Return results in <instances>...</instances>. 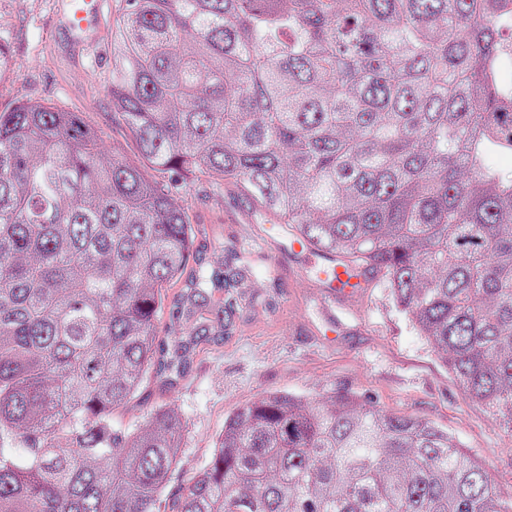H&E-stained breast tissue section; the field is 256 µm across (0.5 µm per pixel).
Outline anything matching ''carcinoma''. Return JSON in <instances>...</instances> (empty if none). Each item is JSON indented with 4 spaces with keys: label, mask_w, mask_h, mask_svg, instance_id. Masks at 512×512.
Here are the masks:
<instances>
[{
    "label": "carcinoma",
    "mask_w": 512,
    "mask_h": 512,
    "mask_svg": "<svg viewBox=\"0 0 512 512\" xmlns=\"http://www.w3.org/2000/svg\"><path fill=\"white\" fill-rule=\"evenodd\" d=\"M108 91L138 159L82 113L0 112V512H160L183 423L112 426L224 330L246 267L187 269L171 196L229 184L381 273L464 396L512 435V46L500 0H116ZM186 278L157 322L164 284ZM172 512H512L448 431L357 393L271 392L224 420Z\"/></svg>",
    "instance_id": "carcinoma-1"
}]
</instances>
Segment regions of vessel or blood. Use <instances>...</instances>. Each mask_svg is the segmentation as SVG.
<instances>
[{"mask_svg":"<svg viewBox=\"0 0 512 512\" xmlns=\"http://www.w3.org/2000/svg\"><path fill=\"white\" fill-rule=\"evenodd\" d=\"M105 0H59L56 15L69 41V55L80 60L98 45L105 26ZM268 254L288 252L306 260L316 269L318 286L325 302L345 301L357 296L370 283L371 273L346 264L342 258L328 251H315L301 237L268 234L261 242Z\"/></svg>","mask_w":512,"mask_h":512,"instance_id":"1","label":"vessel or blood"}]
</instances>
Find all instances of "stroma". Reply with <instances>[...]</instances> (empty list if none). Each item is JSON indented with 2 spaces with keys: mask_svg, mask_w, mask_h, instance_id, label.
Segmentation results:
<instances>
[{
  "mask_svg": "<svg viewBox=\"0 0 512 512\" xmlns=\"http://www.w3.org/2000/svg\"><path fill=\"white\" fill-rule=\"evenodd\" d=\"M53 15L54 0H0V47L12 60L0 77V112L38 101L83 113L103 149L135 158L130 131L112 113L108 45L86 63L69 64L62 48L47 41ZM172 195L201 226L196 245L211 265L232 261L238 249L235 238L224 234L225 215L239 217V231H268L231 186L189 181L177 184ZM248 257L250 287L229 333L196 352L176 389L148 381L112 414L114 427L129 430L161 408L181 416L180 462L167 499L202 468L226 416L275 390L305 396L352 390L370 396L383 414L432 421L480 460L502 497H512V435L484 404L463 395L441 359L395 309L382 278L353 302L337 306L345 331L328 343L329 321L312 271L284 254L269 258L252 251Z\"/></svg>",
  "mask_w": 512,
  "mask_h": 512,
  "instance_id": "1",
  "label": "stroma"
}]
</instances>
